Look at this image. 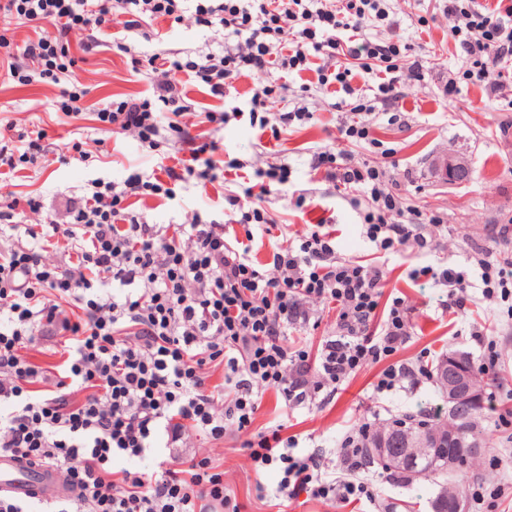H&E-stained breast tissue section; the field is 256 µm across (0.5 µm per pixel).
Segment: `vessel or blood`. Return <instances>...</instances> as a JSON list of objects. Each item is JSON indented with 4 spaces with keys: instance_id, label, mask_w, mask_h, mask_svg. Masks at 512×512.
Instances as JSON below:
<instances>
[{
    "instance_id": "b4317fda",
    "label": "vessel or blood",
    "mask_w": 512,
    "mask_h": 512,
    "mask_svg": "<svg viewBox=\"0 0 512 512\" xmlns=\"http://www.w3.org/2000/svg\"><path fill=\"white\" fill-rule=\"evenodd\" d=\"M48 490L62 497L71 496V487L61 469L51 465H31L0 453V493L31 499Z\"/></svg>"
}]
</instances>
